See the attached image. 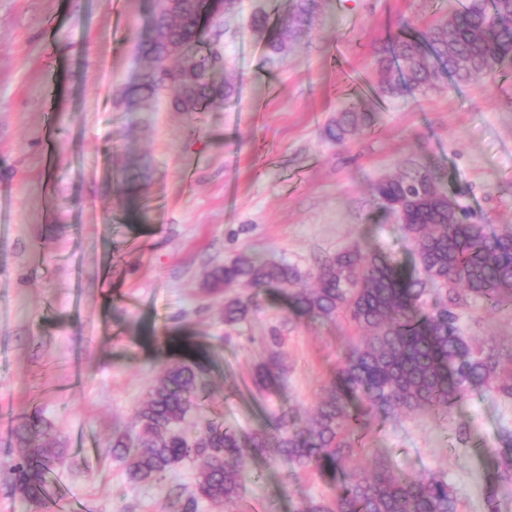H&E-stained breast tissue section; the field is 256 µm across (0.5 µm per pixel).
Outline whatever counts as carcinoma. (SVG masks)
<instances>
[{
    "label": "carcinoma",
    "instance_id": "1",
    "mask_svg": "<svg viewBox=\"0 0 512 512\" xmlns=\"http://www.w3.org/2000/svg\"><path fill=\"white\" fill-rule=\"evenodd\" d=\"M317 9V0H294L289 14L272 29L266 12L253 14L251 26L266 40L269 63L282 61L306 37ZM208 11L209 0H195L188 10L157 13L150 36L139 45L150 66L130 91L129 104L165 85L174 90V106L181 112H200L233 95L232 82L216 86L210 81L211 56L203 49L195 63L168 65L167 41L196 46L200 20ZM377 63L379 89L388 97L425 94L449 78L466 83L511 69L512 0H470L421 31L391 36L377 50ZM372 122L371 111L352 104L337 114L327 136L343 142ZM375 194L384 208L399 213L423 277L383 254L356 248L324 263L313 288L294 290L299 279L294 267L249 256L212 271L207 281L212 289L241 281L275 287L302 313L325 319L341 313L361 332L312 418L305 421L283 411L272 439L214 422L190 434L185 423L200 408L205 365L193 355L179 357L165 367L138 409L137 431L112 439V455L125 463L130 481L150 485L174 475L180 462L200 459L195 491L182 506V512H196L200 501L227 502L244 489L239 457L249 448L273 453L290 471L314 467L341 476L335 498L309 512H457L448 484L434 476L395 474L382 461L370 471L354 468L353 435L374 411L434 408L446 413L478 387L512 399V362L505 365L494 350L472 344L461 333L458 314L464 296L494 307L512 305V229L498 232L472 222L470 213L440 191L428 172L380 181ZM428 285L447 286L453 295L427 308L421 297ZM253 306L249 299L225 301L224 323L245 319ZM277 370L273 360L260 364L255 386L268 388ZM15 436V492L36 505L60 449L50 445V427L36 413L20 422Z\"/></svg>",
    "mask_w": 512,
    "mask_h": 512
}]
</instances>
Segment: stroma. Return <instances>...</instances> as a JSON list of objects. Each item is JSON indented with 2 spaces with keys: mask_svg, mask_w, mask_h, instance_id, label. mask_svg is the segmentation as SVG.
<instances>
[{
  "mask_svg": "<svg viewBox=\"0 0 512 512\" xmlns=\"http://www.w3.org/2000/svg\"><path fill=\"white\" fill-rule=\"evenodd\" d=\"M291 0H239L225 20L232 98L180 112L171 89L127 110L125 89L149 62L135 50L156 0H0V512H47L14 491L13 430L36 412L64 451L48 492L86 512H179L200 460L178 466V493L128 480L115 432L163 367L202 357L206 397L190 424L269 432L282 411L308 416L360 333L344 317L296 314L279 291L241 283L208 291L209 273L241 255L284 262L315 284L337 253L378 251L410 268L416 252L373 196L383 178L431 172L479 224L512 227V69L427 94L378 89L375 49L408 19L432 23L448 0H322L288 58L269 64L254 11L278 21ZM371 127L343 143L327 127L344 104ZM254 297L244 322L224 300ZM464 336L512 350V309L470 300ZM278 357L280 384L258 391V364ZM512 400L476 389L450 414H373L353 463L447 481L457 512H512L499 477ZM240 498L202 512H304L334 496L314 470L285 474L244 451Z\"/></svg>",
  "mask_w": 512,
  "mask_h": 512,
  "instance_id": "1",
  "label": "stroma"
}]
</instances>
